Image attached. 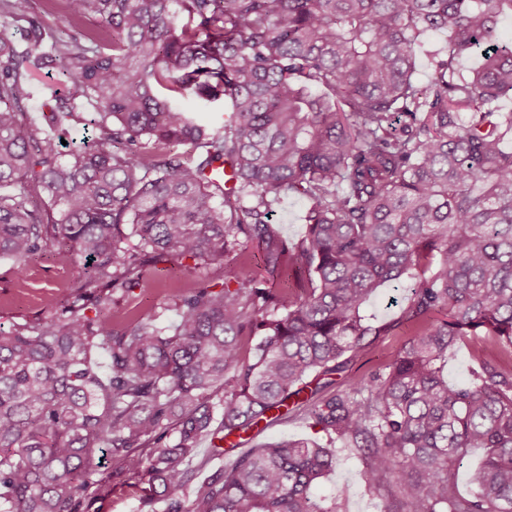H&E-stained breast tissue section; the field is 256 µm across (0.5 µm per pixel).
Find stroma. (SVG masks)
<instances>
[{"instance_id": "35a3bbf8", "label": "stroma", "mask_w": 512, "mask_h": 512, "mask_svg": "<svg viewBox=\"0 0 512 512\" xmlns=\"http://www.w3.org/2000/svg\"><path fill=\"white\" fill-rule=\"evenodd\" d=\"M308 200L297 194H287L272 199L270 223L275 233L291 243L299 242L305 235L303 216ZM248 259L257 277H265L263 254L256 244H248L226 252L220 262L196 269L177 264H161L148 275L146 287L135 289L133 298L139 310L157 323L172 322L174 315L168 311L167 293L175 287H191L199 281L214 283L227 281L229 273L241 259ZM78 278V269L57 261L54 256L36 258L24 275H17L12 261L0 259V326L10 327L23 320H37L53 314L57 299L72 288ZM408 289L403 283H390L376 289L364 308L366 315L376 323L391 324L388 334L376 341L362 354L344 355L343 372L334 374L328 393H336L352 380L369 376L394 359L411 337V327L402 319L408 301ZM306 438L326 443L324 433L310 428L308 419L291 415L268 426L253 430L248 438L252 448H263L278 442ZM365 463L359 453L347 448L336 451L334 469L321 481L320 493L340 495L346 512H383L391 499V487L368 488L364 480Z\"/></svg>"}]
</instances>
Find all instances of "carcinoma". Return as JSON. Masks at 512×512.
<instances>
[{
	"mask_svg": "<svg viewBox=\"0 0 512 512\" xmlns=\"http://www.w3.org/2000/svg\"><path fill=\"white\" fill-rule=\"evenodd\" d=\"M47 3L78 33L48 43L21 12L25 48L0 36V258L22 274L51 254L81 274L54 314L0 327V512H90L112 485L141 487L137 512H346L314 494L337 443L361 453L369 487L395 488L385 512H512V114L496 105L512 98L498 28L512 0ZM429 32L445 45L422 83ZM49 64L71 85L48 126L95 103L94 136L66 156L27 110ZM189 96L228 105L224 125L181 109ZM225 164L231 189L214 175ZM289 193L310 201L296 244L268 224V197ZM242 237L267 278L244 259L233 289L171 288L165 327L112 312L150 268L210 265ZM296 266L300 293L279 287ZM405 279L414 334L397 357L300 399L310 374L387 331L361 308ZM467 337L490 354L452 385L442 364ZM299 412L326 445L241 452L196 479L202 439ZM469 448L486 455L463 495ZM484 448H470L460 466L455 468V476L459 491L466 494L470 490L469 473L474 469L485 456Z\"/></svg>",
	"mask_w": 512,
	"mask_h": 512,
	"instance_id": "carcinoma-1",
	"label": "carcinoma"
}]
</instances>
